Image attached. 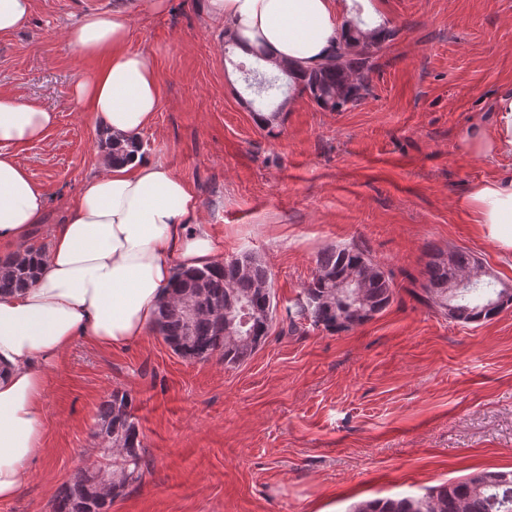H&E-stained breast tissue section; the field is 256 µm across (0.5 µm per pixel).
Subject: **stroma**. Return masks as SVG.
Masks as SVG:
<instances>
[{
	"label": "stroma",
	"instance_id": "1",
	"mask_svg": "<svg viewBox=\"0 0 512 512\" xmlns=\"http://www.w3.org/2000/svg\"><path fill=\"white\" fill-rule=\"evenodd\" d=\"M112 3L33 0L28 23L0 35V91L57 117L18 153L47 195L36 249L99 170L102 125L72 97L97 64L66 33ZM203 3L167 0L133 20L129 44L161 86L143 154L196 195L214 260L250 252L269 268L276 315L238 365L184 359L154 331L118 348L76 341L49 372L46 452L0 512H51L60 486L97 463L91 431L115 390L134 399L145 456L110 512H347L511 469L512 308L461 324L417 280L430 252L460 248L512 284V258L457 205L476 182L512 179V155L460 146L471 124L493 129L490 104L512 91V0H384L394 35L364 98L329 112L291 94L271 130L251 105L254 57ZM348 243L393 272V302L338 334L291 323L318 254Z\"/></svg>",
	"mask_w": 512,
	"mask_h": 512
}]
</instances>
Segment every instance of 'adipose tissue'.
<instances>
[{
    "mask_svg": "<svg viewBox=\"0 0 512 512\" xmlns=\"http://www.w3.org/2000/svg\"><path fill=\"white\" fill-rule=\"evenodd\" d=\"M165 0H128L83 15L68 39L101 67L74 89V101L100 118L108 135L138 139L160 104L157 73L145 51L129 47L134 11H160ZM244 52L263 50L269 69L321 66L349 32L380 39L388 28L381 0H207ZM495 133L465 128L462 144L485 157L512 154V94L496 98ZM56 114L0 91V248L22 254L42 222L47 198L17 158L43 139ZM499 252L512 255V180H485L458 202ZM198 203L163 162L102 154L66 223L51 230L35 283L0 294V501L14 498L45 451L48 370L76 340L120 347L155 324L174 265L210 263L213 239L194 223Z\"/></svg>",
    "mask_w": 512,
    "mask_h": 512,
    "instance_id": "adipose-tissue-1",
    "label": "adipose tissue"
}]
</instances>
